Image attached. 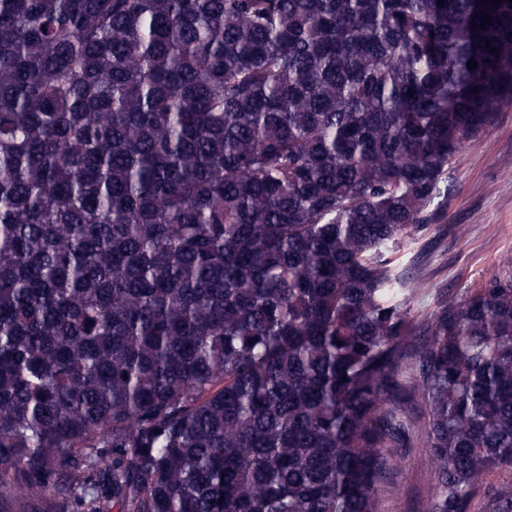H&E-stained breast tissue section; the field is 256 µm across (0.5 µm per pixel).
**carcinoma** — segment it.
Listing matches in <instances>:
<instances>
[{
  "label": "carcinoma",
  "instance_id": "cac0c4a2",
  "mask_svg": "<svg viewBox=\"0 0 512 512\" xmlns=\"http://www.w3.org/2000/svg\"><path fill=\"white\" fill-rule=\"evenodd\" d=\"M509 104L508 0H0V512H381L416 400L470 512L512 267L391 254Z\"/></svg>",
  "mask_w": 512,
  "mask_h": 512
}]
</instances>
